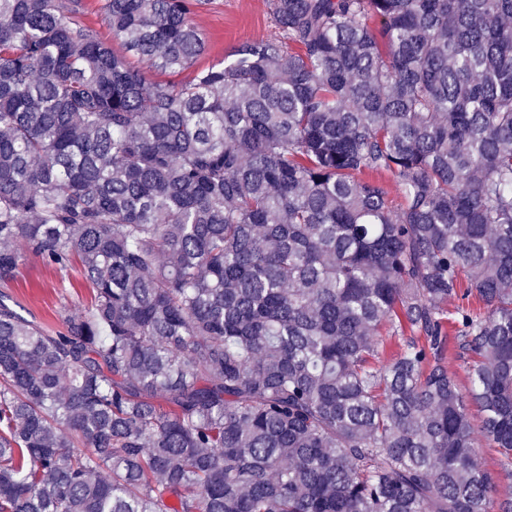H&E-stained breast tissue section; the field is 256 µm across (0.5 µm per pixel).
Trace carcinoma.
I'll return each instance as SVG.
<instances>
[{
    "instance_id": "cac0c4a2",
    "label": "carcinoma",
    "mask_w": 512,
    "mask_h": 512,
    "mask_svg": "<svg viewBox=\"0 0 512 512\" xmlns=\"http://www.w3.org/2000/svg\"><path fill=\"white\" fill-rule=\"evenodd\" d=\"M100 2L123 55L0 0V283L93 291L0 296V512H512L469 413L512 463V0H268L184 83L126 56L189 68L202 0ZM0 293L17 304L23 315L55 330L62 328L66 316L85 311L92 297L77 262L59 270L28 251L23 252L17 278L0 285ZM456 327L454 323L448 324V350H447V366L448 371L455 374L457 381L463 392L469 387V378L467 367V356H462L463 354L457 347L456 342Z\"/></svg>"
}]
</instances>
